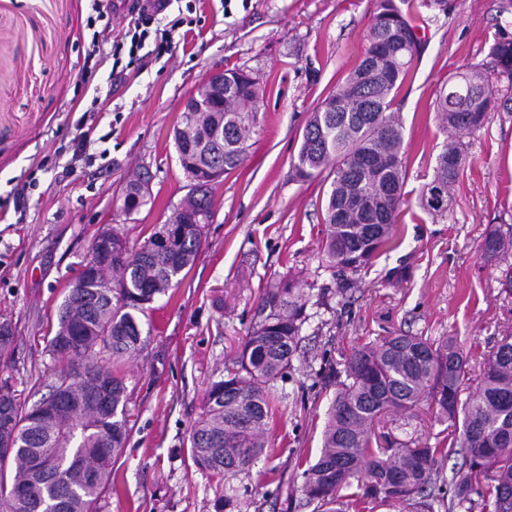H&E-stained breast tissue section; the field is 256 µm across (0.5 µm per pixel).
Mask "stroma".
Returning a JSON list of instances; mask_svg holds the SVG:
<instances>
[{"label": "stroma", "instance_id": "35a3bbf8", "mask_svg": "<svg viewBox=\"0 0 512 512\" xmlns=\"http://www.w3.org/2000/svg\"><path fill=\"white\" fill-rule=\"evenodd\" d=\"M113 2L104 0L105 60L87 73V0H0V316L16 326L0 378L26 410L51 393L62 363L48 341L95 236L114 226L137 247L169 220L189 185L171 136L185 99L211 71L246 70L263 102L244 159L213 191L195 264L140 314L144 346L118 368L129 432L101 506L216 512L229 490L238 512H314L302 473L319 453L336 372L355 346L394 332L450 337L477 373L512 333V254L487 263L479 253L491 227L512 225V108L489 112L466 138L471 162L445 217L432 220L418 205L447 139L435 98L449 75L512 40V0H452L445 16L415 9L425 48L392 106L405 127L408 204L395 243L344 292L322 260L329 185L297 179L292 165L311 112L366 49L375 0H192L191 29L173 52L133 61L115 83L110 43L123 38L133 0L117 10ZM142 167L150 194L123 213V181ZM290 277L310 319L292 370L269 387V444L249 470L216 478L192 463L191 429L209 384L260 321L265 289Z\"/></svg>", "mask_w": 512, "mask_h": 512}]
</instances>
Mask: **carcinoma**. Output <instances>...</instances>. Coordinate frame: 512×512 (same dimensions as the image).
Returning a JSON list of instances; mask_svg holds the SVG:
<instances>
[{"label":"carcinoma","mask_w":512,"mask_h":512,"mask_svg":"<svg viewBox=\"0 0 512 512\" xmlns=\"http://www.w3.org/2000/svg\"><path fill=\"white\" fill-rule=\"evenodd\" d=\"M367 40L358 64L312 112L293 164L302 180L329 170L322 248L342 289L395 236L407 171L404 124L391 107L423 49L418 27L396 0H376ZM494 80L512 93V41L492 44L487 65L450 77L435 101L451 137L420 195L421 208L434 218L448 208L433 205L432 192L450 197L468 163L461 136L479 132L489 112L512 101L496 94ZM260 99L249 73L224 72V139L207 141L202 152L226 171L243 159ZM210 117L199 113L197 125L175 142L182 159L199 144ZM203 230L202 224H158L139 248L126 247L125 261L96 269L99 287L67 289L50 340L65 367L52 393L31 410H22L12 386L0 381V430L15 434V451L0 454V512H97L127 438L126 386L114 363L140 351L136 314L193 265ZM511 250L512 235L493 229L482 256L503 260ZM306 306L292 279L262 295V320L227 377L206 391L204 413L190 435L195 466L223 478L248 469L267 447L273 410L266 387L292 366ZM104 352L112 363L101 360ZM344 374L328 409L320 456L303 471L307 503H317L320 512L374 503L422 512H512L502 497L512 493V334L497 342L476 378L457 341L403 332L355 347ZM99 382L111 386V399L66 406L67 395ZM424 405L456 433L433 444L397 438L378 444L375 422L382 414L409 418ZM40 455L57 461L54 473L36 469ZM451 457L460 467L449 480L443 470Z\"/></svg>","instance_id":"1"}]
</instances>
